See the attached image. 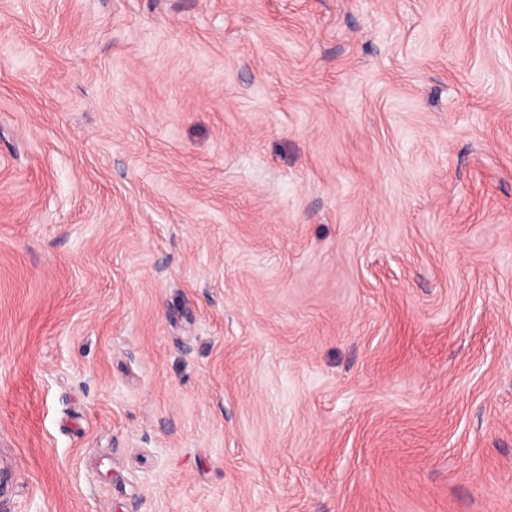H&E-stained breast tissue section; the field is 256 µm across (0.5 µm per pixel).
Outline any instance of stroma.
Returning a JSON list of instances; mask_svg holds the SVG:
<instances>
[{
	"instance_id": "1",
	"label": "stroma",
	"mask_w": 512,
	"mask_h": 512,
	"mask_svg": "<svg viewBox=\"0 0 512 512\" xmlns=\"http://www.w3.org/2000/svg\"><path fill=\"white\" fill-rule=\"evenodd\" d=\"M0 512H512V0H0Z\"/></svg>"
}]
</instances>
